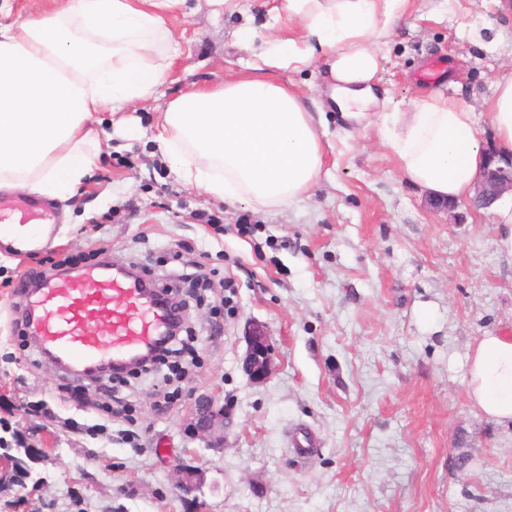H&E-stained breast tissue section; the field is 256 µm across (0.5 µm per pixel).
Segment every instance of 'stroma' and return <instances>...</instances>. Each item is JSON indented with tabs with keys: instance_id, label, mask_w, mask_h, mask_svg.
Masks as SVG:
<instances>
[{
	"instance_id": "obj_1",
	"label": "stroma",
	"mask_w": 512,
	"mask_h": 512,
	"mask_svg": "<svg viewBox=\"0 0 512 512\" xmlns=\"http://www.w3.org/2000/svg\"><path fill=\"white\" fill-rule=\"evenodd\" d=\"M246 3L244 17L210 0L165 12L179 44L168 78L113 114L90 183L53 200L60 237L32 259L0 246V436L29 472L0 489V512L24 497L34 512H512V425L467 396L480 337L512 335V254L493 210L434 208L376 130L350 131L328 106L316 65L277 74L323 115V171L302 200L217 201L162 157L159 105L239 72L243 24L267 39L262 0ZM381 54L389 109L444 93L471 107L493 145L488 104L512 70V16L498 0H408ZM243 222L254 226L246 237ZM89 251L179 288L194 352L177 369L113 381L109 397L84 381L78 403L38 344L19 346L13 286L36 261ZM253 324L274 345L262 384L244 370ZM211 393L230 412L220 448L190 430L195 400ZM295 435L313 437V455L292 452ZM177 457L203 472L187 496L171 482Z\"/></svg>"
}]
</instances>
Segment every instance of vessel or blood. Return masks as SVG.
<instances>
[{
    "label": "vessel or blood",
    "instance_id": "obj_1",
    "mask_svg": "<svg viewBox=\"0 0 512 512\" xmlns=\"http://www.w3.org/2000/svg\"><path fill=\"white\" fill-rule=\"evenodd\" d=\"M44 210L39 199L30 198L13 214H0V238L17 236L19 227ZM25 310L34 318L40 347L75 375L145 350L158 341L166 325L165 311L145 297L137 280L99 264L74 277L46 274L37 291L27 292ZM98 322L104 325L103 333L91 332Z\"/></svg>",
    "mask_w": 512,
    "mask_h": 512
}]
</instances>
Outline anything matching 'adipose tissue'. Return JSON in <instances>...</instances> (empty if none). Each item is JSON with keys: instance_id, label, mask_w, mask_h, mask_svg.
Segmentation results:
<instances>
[{"instance_id": "adipose-tissue-1", "label": "adipose tissue", "mask_w": 512, "mask_h": 512, "mask_svg": "<svg viewBox=\"0 0 512 512\" xmlns=\"http://www.w3.org/2000/svg\"><path fill=\"white\" fill-rule=\"evenodd\" d=\"M178 0H66L60 9L18 25H0V191L51 199L77 193L91 178L90 150L103 112L151 97L178 49L162 10ZM407 0H273V32L220 85L195 88L161 109L160 147L185 184L223 202L262 208L297 202L318 182L324 147L317 121L276 71L321 63L329 99L342 116L376 128L403 177L440 201L472 191L486 163L475 115L436 93L379 116L380 47ZM497 147L512 155V71L488 106ZM472 403L512 423V336L489 333L468 357Z\"/></svg>"}]
</instances>
